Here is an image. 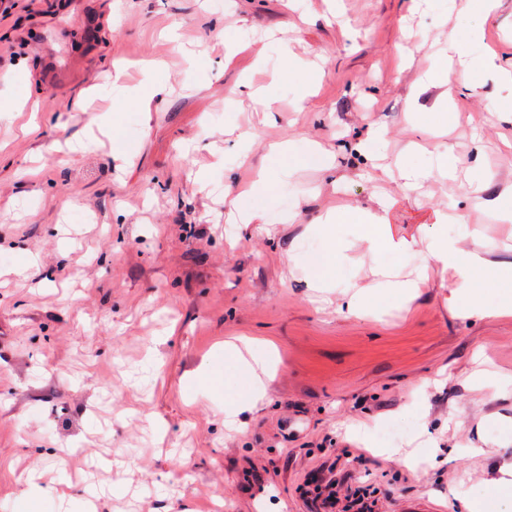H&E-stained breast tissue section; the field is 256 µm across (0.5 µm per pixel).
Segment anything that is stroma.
Returning a JSON list of instances; mask_svg holds the SVG:
<instances>
[{
	"instance_id": "1",
	"label": "stroma",
	"mask_w": 512,
	"mask_h": 512,
	"mask_svg": "<svg viewBox=\"0 0 512 512\" xmlns=\"http://www.w3.org/2000/svg\"><path fill=\"white\" fill-rule=\"evenodd\" d=\"M452 41L512 64V0L487 16L467 0H0V99L30 97L40 126L0 114V512H26L34 469L69 484L73 512L91 486L98 512H329L303 493L314 472L341 499L368 488L375 512H463L482 493L512 460L483 423L512 416L499 394L512 320L455 316L437 285L355 316L305 279L323 249L307 224L381 191L396 235L420 236L452 201L469 230L512 247V226L458 182L436 173L410 190L379 171L416 143L449 150L459 178L482 170L486 199L512 186V122L482 120L486 98L512 103L494 72L453 90L446 135L411 120L436 96L416 94L419 77ZM154 58L165 69H139ZM246 79L269 87L274 119L235 97ZM155 83L166 90L145 120L124 89ZM91 85L96 112L119 119L116 145L91 143L95 112L72 108ZM372 135L367 160L356 147ZM276 141L292 156L268 159ZM316 143L333 169L308 164ZM265 164L274 182L253 203L267 224L229 222L225 195ZM242 336L272 342L278 363L237 430L229 386L188 376ZM383 448L417 451V469Z\"/></svg>"
}]
</instances>
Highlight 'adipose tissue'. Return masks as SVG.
Listing matches in <instances>:
<instances>
[{"instance_id":"obj_1","label":"adipose tissue","mask_w":512,"mask_h":512,"mask_svg":"<svg viewBox=\"0 0 512 512\" xmlns=\"http://www.w3.org/2000/svg\"><path fill=\"white\" fill-rule=\"evenodd\" d=\"M453 51L456 63L446 64L439 76H426L417 87L421 93L437 88L432 117L439 122L447 120L452 108L449 85H469L475 65L498 69L501 80L512 83V72L499 69L494 53L485 52L475 63L463 45H455ZM454 221L453 215H444L441 223L432 225L422 239H406L395 237L391 224L375 208H339L307 227L324 243L322 253L309 262V285L320 292L343 289L346 308L352 314H368L391 301L409 302L429 286L430 276L423 268L415 277H401L397 263L403 253L422 242L442 276L453 283L448 303L458 316L512 318V260L499 257L490 244L478 240L476 233L449 235L448 226ZM345 225L355 227L354 239L340 235L339 230ZM358 244L364 245L374 260V279L365 286L348 282L341 275L348 251ZM275 365L272 358L249 361L236 345L228 343L224 346L223 363L204 368V375L220 372L235 385L232 398L224 406L225 424L235 425L242 412L254 409L265 399L266 380L273 376ZM464 508L466 512H512V461L499 467L497 477L486 485L483 495L465 501Z\"/></svg>"}]
</instances>
